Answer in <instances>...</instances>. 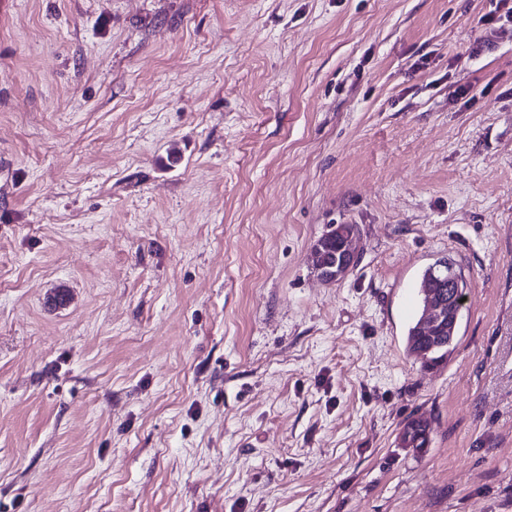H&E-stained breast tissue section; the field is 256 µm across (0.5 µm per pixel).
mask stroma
<instances>
[{
  "instance_id": "obj_1",
  "label": "stroma",
  "mask_w": 512,
  "mask_h": 512,
  "mask_svg": "<svg viewBox=\"0 0 512 512\" xmlns=\"http://www.w3.org/2000/svg\"><path fill=\"white\" fill-rule=\"evenodd\" d=\"M8 2L0 512H512L505 6ZM332 224L360 254L328 282ZM442 265H453V263L448 259L439 260L427 267L421 275L419 283L420 302L416 315L408 327L405 339L407 354L414 357L416 361H419L424 369H432L448 361V357L454 350V342L459 327L458 323L451 342H448L450 330H444L438 336L423 334L421 321L426 308L424 288H437L440 292L448 294L447 299L435 293L429 295L427 311L422 322L424 332L428 334H432L434 331L446 326V324H450L453 328L452 331H454L463 305V302H460V307L457 309L456 291L457 288H461L457 276L460 275L462 291L467 288V282L460 273L459 275L456 272L448 273V281L440 280L439 268ZM453 288L455 290H452ZM428 423L419 418L408 420L400 434L401 445L404 448H427L430 442Z\"/></svg>"
}]
</instances>
